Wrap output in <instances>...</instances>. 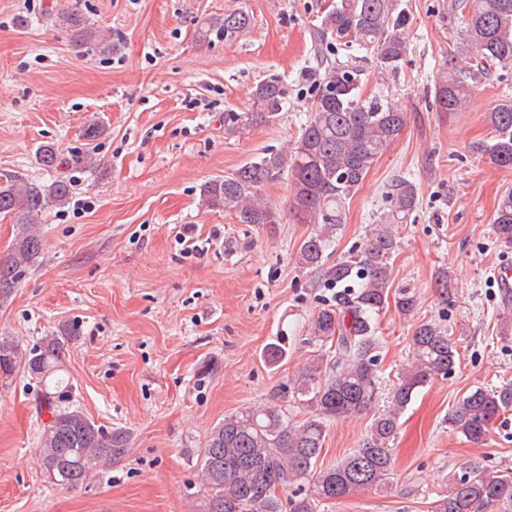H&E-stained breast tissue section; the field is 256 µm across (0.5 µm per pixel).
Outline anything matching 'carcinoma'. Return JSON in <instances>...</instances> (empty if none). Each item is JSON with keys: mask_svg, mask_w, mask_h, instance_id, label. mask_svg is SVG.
I'll use <instances>...</instances> for the list:
<instances>
[{"mask_svg": "<svg viewBox=\"0 0 512 512\" xmlns=\"http://www.w3.org/2000/svg\"><path fill=\"white\" fill-rule=\"evenodd\" d=\"M61 16L77 45L112 52V41L97 38L78 11L68 8ZM408 25L403 0H333L319 16L315 38L331 55L365 49L381 71L396 73L406 57ZM250 27L247 13L232 11L203 22L197 39L204 42L215 36L232 42ZM508 66H512V0H474L434 80L432 106L438 112L461 111L473 84ZM250 100L249 111L229 116L226 134L240 135L274 120L288 105V86L270 75L253 87ZM487 122L492 136L477 150L491 164L512 169V102L496 106ZM406 124L407 113L364 93L359 69L327 59L314 84L311 113L295 142L202 185V208L223 210L239 224H278L280 215L259 191L288 179L290 213L299 223L312 225L299 246L298 264L314 274L310 287L332 291L333 299V304L313 315L307 338L314 346L330 345L332 350L313 356L293 387V396L309 408L306 418L295 422L288 409L265 403L224 416L207 436L200 463L206 492L202 512H283L285 507L288 512H319L323 501L384 487L391 472L388 445L401 415L420 388L440 374L452 373L457 342L435 324L420 323L412 338L413 360L399 377L390 409L373 420L361 448L334 465L319 464L328 423L366 412L374 401L381 349L378 316L391 302L406 316L418 305L410 290L389 295V259L397 248L394 225L417 205L415 187L407 179L389 185L390 212L373 225L360 249L336 261L328 253L342 230L346 201ZM36 160L58 175L40 183L0 174V214L13 216L19 226L10 252L0 258V304L8 301L22 275L45 254L37 219L44 209L69 202L75 184L65 171L101 170L93 154L63 156L49 142L38 147ZM493 228L497 239L511 247V190L498 201ZM77 335L75 327L63 326L29 349L0 336V384L6 385L19 370L38 384L37 408L48 414L38 437L39 467L48 482L70 488L86 483L97 465L123 457L131 441L129 432L107 431L65 401L64 390L72 384L63 358ZM263 357L273 367L282 364L288 358L286 337L268 343ZM511 405L512 385L495 391L477 388L448 414V427L472 443H481L500 412ZM301 482L308 484V490L288 492ZM281 491L287 493L284 500ZM434 512H512V470L494 475L471 469L435 501Z\"/></svg>", "mask_w": 512, "mask_h": 512, "instance_id": "carcinoma-1", "label": "carcinoma"}]
</instances>
